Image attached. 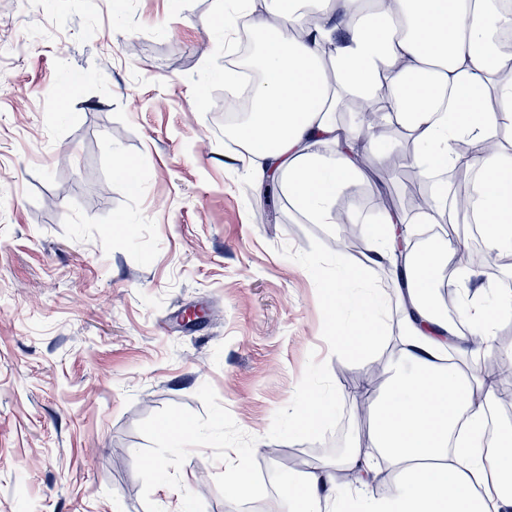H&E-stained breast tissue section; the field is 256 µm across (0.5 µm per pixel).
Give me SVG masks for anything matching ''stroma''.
Listing matches in <instances>:
<instances>
[{
	"label": "stroma",
	"instance_id": "obj_1",
	"mask_svg": "<svg viewBox=\"0 0 512 512\" xmlns=\"http://www.w3.org/2000/svg\"><path fill=\"white\" fill-rule=\"evenodd\" d=\"M244 15L0 0V512H245L284 494L266 449L274 473L371 444L365 366L332 339L354 320L328 307L340 229L224 136ZM198 306L207 322H184ZM314 392L333 418L296 433Z\"/></svg>",
	"mask_w": 512,
	"mask_h": 512
}]
</instances>
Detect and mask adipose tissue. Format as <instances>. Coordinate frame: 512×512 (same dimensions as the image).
I'll use <instances>...</instances> for the list:
<instances>
[{"label": "adipose tissue", "instance_id": "ef3b65f1", "mask_svg": "<svg viewBox=\"0 0 512 512\" xmlns=\"http://www.w3.org/2000/svg\"><path fill=\"white\" fill-rule=\"evenodd\" d=\"M287 40L284 28L305 29ZM258 51L250 67L263 77L251 89V110L237 136L261 176L280 181L309 223L336 221V202L364 179L361 154L381 155L375 137L358 143V128L339 124L342 101L395 93L381 120L413 135L414 167L461 169L478 195L463 223L480 224L491 250H512V152L497 144L500 126H512V52L498 43L512 29L501 0H270L252 21ZM468 138L472 155L453 144ZM428 208L405 215L381 211L368 229L371 260L406 271L414 286L400 296L410 307L406 334L384 395L367 399L373 421L370 451L344 449L335 464L317 465L289 480V512H512V426L483 445L482 427L498 381L480 365L494 353L498 319L512 315V292L486 308L480 291L462 289L460 322L428 303L440 254L418 261L402 245L401 224H432L448 204L447 188ZM361 275L341 269L331 284L330 307L351 308L352 326L337 325L336 348L371 364L381 345L384 300L364 289L350 293ZM350 473V484L336 481Z\"/></svg>", "mask_w": 512, "mask_h": 512}]
</instances>
